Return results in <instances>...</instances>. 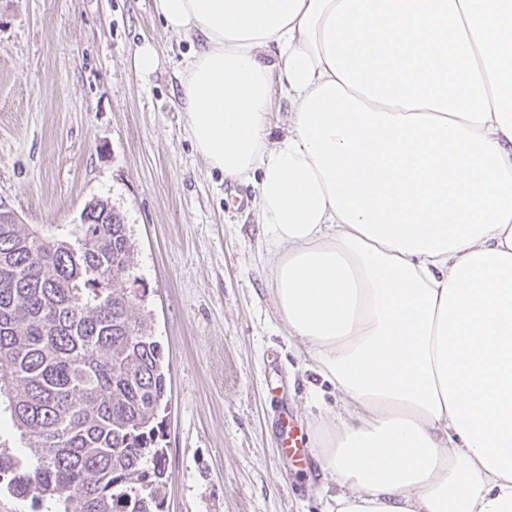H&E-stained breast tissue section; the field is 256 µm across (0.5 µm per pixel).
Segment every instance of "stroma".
I'll list each match as a JSON object with an SVG mask.
<instances>
[{
  "mask_svg": "<svg viewBox=\"0 0 512 512\" xmlns=\"http://www.w3.org/2000/svg\"><path fill=\"white\" fill-rule=\"evenodd\" d=\"M193 48L155 0H0V200L29 228L72 229L93 199L124 214L170 385L164 512H324L283 425L313 441L314 396L338 398L274 306L268 229L194 149L179 109ZM133 58L137 69L145 75L154 72L160 62L157 50L147 42L136 47Z\"/></svg>",
  "mask_w": 512,
  "mask_h": 512,
  "instance_id": "35a3bbf8",
  "label": "stroma"
}]
</instances>
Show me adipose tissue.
<instances>
[{"mask_svg":"<svg viewBox=\"0 0 512 512\" xmlns=\"http://www.w3.org/2000/svg\"><path fill=\"white\" fill-rule=\"evenodd\" d=\"M341 409L328 512H512V0H156ZM288 129L272 136L278 102Z\"/></svg>","mask_w":512,"mask_h":512,"instance_id":"adipose-tissue-1","label":"adipose tissue"}]
</instances>
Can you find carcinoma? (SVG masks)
Listing matches in <instances>:
<instances>
[{"label": "carcinoma", "mask_w": 512, "mask_h": 512, "mask_svg": "<svg viewBox=\"0 0 512 512\" xmlns=\"http://www.w3.org/2000/svg\"><path fill=\"white\" fill-rule=\"evenodd\" d=\"M82 213L68 237L0 218V400L29 450L0 475L46 512H162L166 377L135 246L107 202Z\"/></svg>", "instance_id": "1"}]
</instances>
